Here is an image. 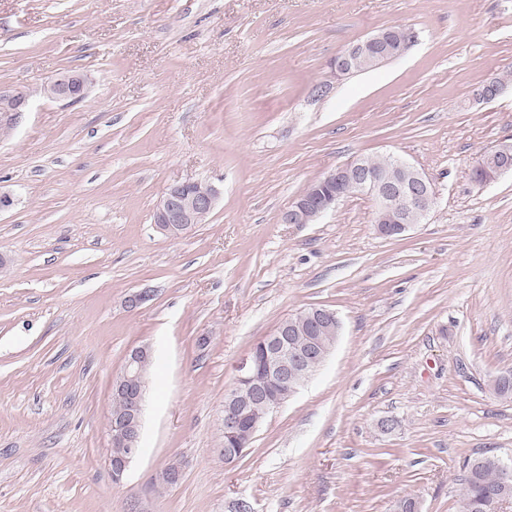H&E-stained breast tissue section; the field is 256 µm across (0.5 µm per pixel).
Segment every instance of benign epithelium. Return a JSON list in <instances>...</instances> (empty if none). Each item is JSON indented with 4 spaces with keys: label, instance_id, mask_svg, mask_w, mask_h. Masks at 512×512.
Returning a JSON list of instances; mask_svg holds the SVG:
<instances>
[{
    "label": "benign epithelium",
    "instance_id": "obj_1",
    "mask_svg": "<svg viewBox=\"0 0 512 512\" xmlns=\"http://www.w3.org/2000/svg\"><path fill=\"white\" fill-rule=\"evenodd\" d=\"M411 32L402 28L378 31L338 54L332 64V77L351 73L359 59L366 58L377 67L403 54ZM45 91L57 98L79 100L84 93V81L78 74H64L51 80ZM389 174L369 170L363 158H356L330 170L312 188L295 199L283 213L285 224H312L320 216L335 208L343 198L361 193L375 202L373 222L379 235L399 238L413 226L424 223L435 204V194L429 178L409 162L393 157ZM512 171V150L502 144L483 153L473 166V179L479 186L494 181ZM219 195L211 185L185 181L170 186L158 202L153 213L156 228L166 236H179L193 230L211 214ZM315 329L339 335L340 322L336 313L328 308L311 315ZM293 330L279 326L261 340L263 360L267 374L281 391L283 400L272 401L269 411L288 400L315 374L319 368L316 359L326 355L309 345L298 350L286 341ZM152 357L147 346L133 348L122 372L112 381V394L125 400L123 411L110 418L109 436L113 448H121L119 455L110 456L112 480L121 482L130 462L139 455L146 388L139 379L138 368L143 360ZM237 385L224 399V434L236 432L241 419L235 400L241 388L254 385L255 395L262 393L256 382V362L252 355L245 356L237 366Z\"/></svg>",
    "mask_w": 512,
    "mask_h": 512
}]
</instances>
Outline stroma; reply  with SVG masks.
Instances as JSON below:
<instances>
[{"label":"stroma","mask_w":512,"mask_h":512,"mask_svg":"<svg viewBox=\"0 0 512 512\" xmlns=\"http://www.w3.org/2000/svg\"><path fill=\"white\" fill-rule=\"evenodd\" d=\"M391 25L417 42L314 96ZM66 72L83 99L44 93ZM0 92L25 97L0 113V512H459L467 460L512 458L494 390L512 369V172L470 176L512 143V0H0ZM389 153L436 197L405 237L379 236L359 193L282 223L330 169ZM184 181L220 195L170 238L153 211ZM314 306L341 321L334 349L225 462L237 362ZM143 344L141 454L117 485L112 380ZM512 155L509 145L502 144L483 153L473 166V179L478 186L494 181L500 175L512 171ZM480 172V175H477Z\"/></svg>","instance_id":"35a3bbf8"}]
</instances>
